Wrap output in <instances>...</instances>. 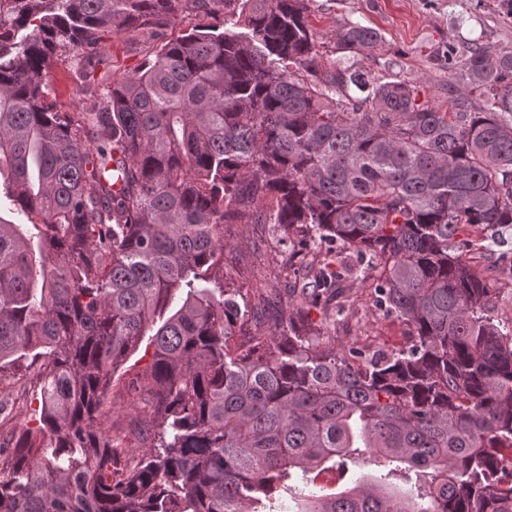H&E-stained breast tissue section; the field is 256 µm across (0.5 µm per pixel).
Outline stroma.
Segmentation results:
<instances>
[{"label":"stroma","mask_w":512,"mask_h":512,"mask_svg":"<svg viewBox=\"0 0 512 512\" xmlns=\"http://www.w3.org/2000/svg\"><path fill=\"white\" fill-rule=\"evenodd\" d=\"M499 0H305L309 21L317 33L324 65L346 62L347 53L338 50L335 34L348 23L373 27L382 41L361 65L374 79L397 77L414 84L421 100L443 111L454 110L463 91L448 77L449 57L466 55L472 45L492 53L512 49V15L501 13ZM156 41L148 30L102 32L98 49L105 60L91 78L78 69L77 54L60 51L48 81V98L61 112H91L102 102L113 77L135 72L149 57ZM234 241L232 254L225 259L229 282L251 295L257 289L288 280V234L269 224L228 227ZM476 264L490 288L497 321L512 324V228L499 243L478 255ZM309 318L320 328L322 340H336L377 348L400 346L406 327L372 305L370 289L358 292L347 317L336 323L324 321L319 308L309 310ZM149 362L143 352L134 353L117 372L102 409L112 417V439L118 447L138 455L145 441L134 432L144 410L138 396L126 387L139 368Z\"/></svg>","instance_id":"obj_1"}]
</instances>
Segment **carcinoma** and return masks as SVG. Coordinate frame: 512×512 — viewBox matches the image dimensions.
Listing matches in <instances>:
<instances>
[{"label":"carcinoma","mask_w":512,"mask_h":512,"mask_svg":"<svg viewBox=\"0 0 512 512\" xmlns=\"http://www.w3.org/2000/svg\"><path fill=\"white\" fill-rule=\"evenodd\" d=\"M305 0H0V374L38 409L0 423V512H512V326L469 254L512 225V51L448 60L483 98L444 112L412 84L321 66ZM224 13L164 40L178 14ZM152 29L153 56L94 112H60L61 49ZM348 23L337 46L381 41ZM288 231V316L257 325L224 279V226ZM408 342L323 345L366 281ZM131 389L150 449L112 447L101 411ZM361 459L338 493L288 484ZM431 475L425 490L392 479Z\"/></svg>","instance_id":"1"}]
</instances>
